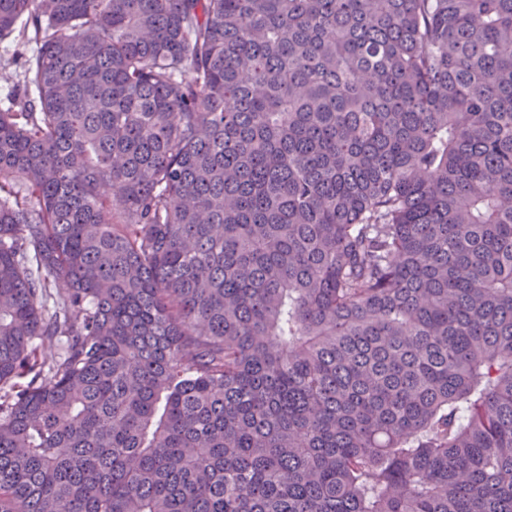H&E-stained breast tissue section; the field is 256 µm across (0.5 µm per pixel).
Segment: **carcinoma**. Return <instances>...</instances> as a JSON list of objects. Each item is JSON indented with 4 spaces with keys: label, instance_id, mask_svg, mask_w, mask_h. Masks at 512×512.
<instances>
[{
    "label": "carcinoma",
    "instance_id": "1",
    "mask_svg": "<svg viewBox=\"0 0 512 512\" xmlns=\"http://www.w3.org/2000/svg\"><path fill=\"white\" fill-rule=\"evenodd\" d=\"M15 32L0 512H512V0Z\"/></svg>",
    "mask_w": 512,
    "mask_h": 512
}]
</instances>
